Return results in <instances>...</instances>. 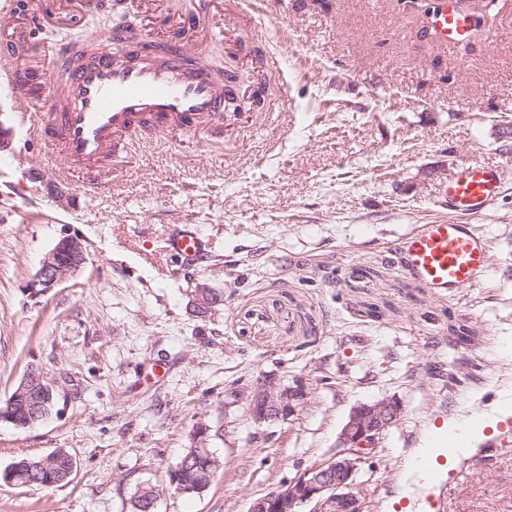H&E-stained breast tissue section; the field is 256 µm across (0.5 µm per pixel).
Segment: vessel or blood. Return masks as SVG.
<instances>
[{"label":"vessel or blood","instance_id":"vessel-or-blood-1","mask_svg":"<svg viewBox=\"0 0 512 512\" xmlns=\"http://www.w3.org/2000/svg\"><path fill=\"white\" fill-rule=\"evenodd\" d=\"M442 0L432 34L448 46L466 40L476 21L456 5ZM20 41L0 51V86L15 97L32 130L53 144L49 163L60 173L78 169L85 189H105L100 164L122 152L129 134L142 125L174 135L215 132L214 117L223 112L232 94L230 80L214 70L197 51L182 44L151 38L132 44L123 30L112 32L110 47L71 67L62 90L35 105L23 92L24 79L17 58ZM502 174L496 168L470 163L459 169L443 192L449 210L468 215L489 211L502 193ZM165 248L183 266L196 265L209 253V242L190 224L172 229ZM405 272L436 293H453L475 285L488 264V244L469 224H422L401 243ZM447 447L426 448L405 464L407 472L432 471L444 462ZM448 484L436 480L414 502L419 512H445Z\"/></svg>","mask_w":512,"mask_h":512}]
</instances>
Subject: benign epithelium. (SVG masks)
Instances as JSON below:
<instances>
[{
  "instance_id": "benign-epithelium-1",
  "label": "benign epithelium",
  "mask_w": 512,
  "mask_h": 512,
  "mask_svg": "<svg viewBox=\"0 0 512 512\" xmlns=\"http://www.w3.org/2000/svg\"><path fill=\"white\" fill-rule=\"evenodd\" d=\"M89 255L86 241L67 234L44 257L35 275L34 286L44 291L54 288L78 272ZM217 300L215 292L205 285L193 291V306L204 312ZM307 383L297 378L284 384L275 377L264 379L248 397L247 412L258 423L288 420L307 404ZM54 388L42 371L32 366L19 382L12 396L6 418L22 426L32 424L44 414V406L52 403ZM403 405L394 398H381L354 407L339 434V451L323 464L300 472L277 489L253 499L248 512H300L303 505L309 512H370L367 501L356 487L359 465L376 450L377 441L402 416ZM192 461L187 456L172 470L171 489L180 495L201 493L202 485L184 473Z\"/></svg>"
}]
</instances>
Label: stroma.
I'll list each match as a JSON object with an SVG mask.
<instances>
[{"label": "stroma", "mask_w": 512, "mask_h": 512, "mask_svg": "<svg viewBox=\"0 0 512 512\" xmlns=\"http://www.w3.org/2000/svg\"><path fill=\"white\" fill-rule=\"evenodd\" d=\"M200 0H158L162 22L128 8L139 30L186 40ZM0 39L27 31L19 62L36 100L55 90L50 42L69 46L118 15L80 0H23ZM482 37L449 48L401 0H214L201 45L242 94L196 139L153 132L121 161L112 187L88 194L61 176L50 144L0 87V407L28 367L57 392L51 415L20 428L0 418V472L25 455L68 451L62 486L0 483V512H130L156 485V512H248L251 501L331 460L351 410L384 397L404 413L361 463L371 512H396L403 461L432 428L512 386V0H483ZM278 54L269 73L265 50ZM500 166L504 193L472 224L489 244L472 287L437 295L395 251L419 225L450 214L442 190L464 164ZM69 190L67 202L55 186ZM177 224L209 239L190 271L163 249ZM68 233L87 263L50 291L32 281ZM222 294L195 313L196 285ZM306 378L307 405L258 424L257 382ZM207 429L221 473L201 494L170 472ZM448 512H512V446L455 458Z\"/></svg>", "instance_id": "1"}]
</instances>
